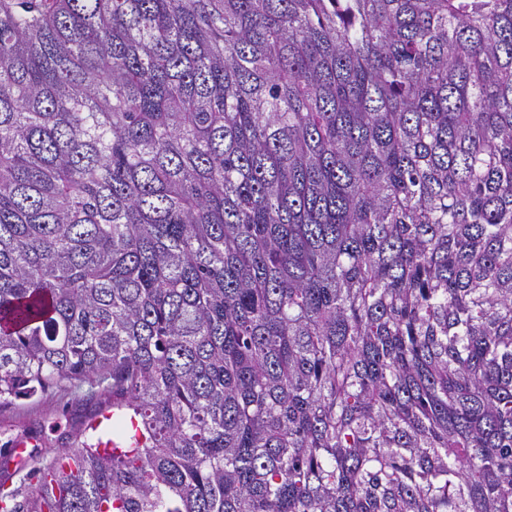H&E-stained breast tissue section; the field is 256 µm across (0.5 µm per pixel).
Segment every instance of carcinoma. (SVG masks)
Wrapping results in <instances>:
<instances>
[{"label":"carcinoma","mask_w":512,"mask_h":512,"mask_svg":"<svg viewBox=\"0 0 512 512\" xmlns=\"http://www.w3.org/2000/svg\"><path fill=\"white\" fill-rule=\"evenodd\" d=\"M84 387L0 512H512V0H0V410Z\"/></svg>","instance_id":"carcinoma-1"}]
</instances>
